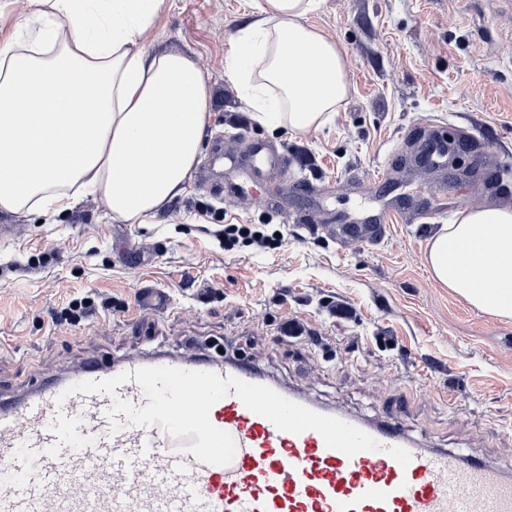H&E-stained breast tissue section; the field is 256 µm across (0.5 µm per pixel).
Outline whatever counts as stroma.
Wrapping results in <instances>:
<instances>
[{"mask_svg": "<svg viewBox=\"0 0 512 512\" xmlns=\"http://www.w3.org/2000/svg\"><path fill=\"white\" fill-rule=\"evenodd\" d=\"M250 0H163L141 44L181 53L209 91L199 164L185 192L153 223L115 217L82 196L59 215L0 209V395L12 398L68 367L137 352L175 355L198 346L252 364L314 402L374 421L397 414L419 447L458 451L512 476V320L477 311L437 287L428 240L463 209L512 200L491 174L512 170V6L503 0H320L305 23L348 54L351 90L309 134L252 121L224 59ZM31 0H0V38H35ZM471 142L483 173L446 178L420 170L413 151L429 127ZM295 159L287 185L225 200L211 164L241 131ZM435 210L427 224H394L377 242L342 246L320 223L374 206L383 189ZM309 213L310 226L296 222ZM225 224L287 225L275 249L214 233ZM163 310L128 311L145 291ZM86 300L81 318L68 312Z\"/></svg>", "mask_w": 512, "mask_h": 512, "instance_id": "1", "label": "stroma"}]
</instances>
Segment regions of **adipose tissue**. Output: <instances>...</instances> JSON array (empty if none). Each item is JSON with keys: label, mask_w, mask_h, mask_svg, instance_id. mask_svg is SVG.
<instances>
[{"label": "adipose tissue", "mask_w": 512, "mask_h": 512, "mask_svg": "<svg viewBox=\"0 0 512 512\" xmlns=\"http://www.w3.org/2000/svg\"><path fill=\"white\" fill-rule=\"evenodd\" d=\"M224 60L253 120L305 134L349 92L347 53L303 23L319 0H254ZM48 28L0 43V209L63 213L80 195L150 223L200 160L209 94L188 56L140 46L159 0H34ZM433 281L480 312L512 319V206L459 213L432 235Z\"/></svg>", "instance_id": "ef3b65f1"}]
</instances>
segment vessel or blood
<instances>
[{
  "instance_id": "obj_1",
  "label": "vessel or blood",
  "mask_w": 512,
  "mask_h": 512,
  "mask_svg": "<svg viewBox=\"0 0 512 512\" xmlns=\"http://www.w3.org/2000/svg\"><path fill=\"white\" fill-rule=\"evenodd\" d=\"M424 140L432 146L426 162L446 165V135L433 130ZM212 163L224 170L217 190L228 198L245 193L248 185L285 176L292 166L271 143L246 136L240 149L216 153ZM404 220V208L391 203L363 223L340 225L339 235L371 241L381 228ZM157 366L267 382L241 362L190 350L178 356L131 355L107 367L93 361L75 365L0 404V512H512V478L484 462L466 461L463 454L416 446L389 412L360 425L381 450L350 457L328 448L317 431L278 430L231 393L209 413L211 423L236 443L232 461L222 466L187 453L193 437L176 439L157 425L111 432L107 412L114 399L138 408L148 403L135 381L118 386L112 396L66 393L80 381ZM59 412L80 419L77 431L90 443L78 450L63 446L53 457L47 450L57 440L51 424ZM390 446L410 452L408 466L387 454Z\"/></svg>"
}]
</instances>
